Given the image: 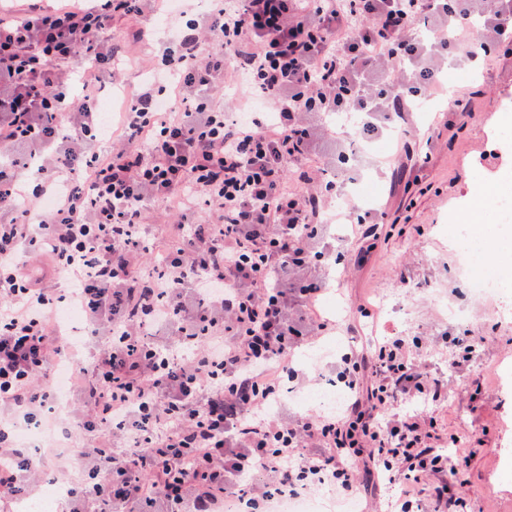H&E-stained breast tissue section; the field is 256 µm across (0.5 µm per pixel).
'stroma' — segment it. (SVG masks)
<instances>
[{"label":"stroma","instance_id":"35a3bbf8","mask_svg":"<svg viewBox=\"0 0 512 512\" xmlns=\"http://www.w3.org/2000/svg\"><path fill=\"white\" fill-rule=\"evenodd\" d=\"M506 125L512 126V53L486 84L476 85L468 112L434 136L431 159L410 190L393 189L389 173L373 166L394 146L386 133L373 137L350 174L361 205L385 212L374 249L365 264L354 262V247L338 224L313 241V249L342 252L344 266L329 269L331 286L319 301L328 328L294 355L295 369L309 381L286 383L280 400L288 420L319 411L318 403L298 396L335 381L336 361L349 347L365 348L375 333L422 338L427 346L417 360L448 385L447 398L433 408L438 425L471 452L464 471L468 512H512V458L505 455L512 448V315L470 296L448 226L474 193L512 187V143L497 137ZM350 174L336 172L340 179ZM359 303L371 304L372 318L353 315ZM460 333L471 336L481 355L455 369L448 365V339Z\"/></svg>","mask_w":512,"mask_h":512}]
</instances>
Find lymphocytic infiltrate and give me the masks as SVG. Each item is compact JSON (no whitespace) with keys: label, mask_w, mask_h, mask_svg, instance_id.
<instances>
[{"label":"lymphocytic infiltrate","mask_w":512,"mask_h":512,"mask_svg":"<svg viewBox=\"0 0 512 512\" xmlns=\"http://www.w3.org/2000/svg\"><path fill=\"white\" fill-rule=\"evenodd\" d=\"M141 2L0 15V150L37 157L0 163V504L41 481L20 431L61 401L66 301L95 342L90 365L71 362L66 412L92 442L56 512H258L280 493L367 491L381 472L398 487L383 512H464L466 456L440 448L458 438L430 411L446 390L416 360L421 340L344 355L338 416L270 407L300 378L304 329L327 327L324 277L294 276L324 259L311 240L328 219L362 242L378 230L358 204L337 209L348 191L313 165L308 114L356 115L353 148L392 130L401 150L384 162L411 170L413 105L434 99L451 53L491 71L512 0ZM152 39L143 86L104 127L99 96L123 88L128 42ZM153 203L173 218L158 254L143 237ZM26 253L65 289L43 287ZM407 401L417 410L397 413Z\"/></svg>","instance_id":"lymphocytic-infiltrate-1"}]
</instances>
